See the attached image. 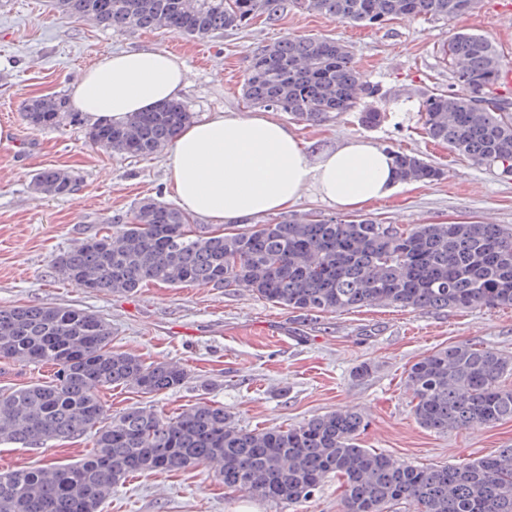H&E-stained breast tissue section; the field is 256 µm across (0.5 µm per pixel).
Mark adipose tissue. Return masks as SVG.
Instances as JSON below:
<instances>
[{"instance_id":"adipose-tissue-1","label":"adipose tissue","mask_w":512,"mask_h":512,"mask_svg":"<svg viewBox=\"0 0 512 512\" xmlns=\"http://www.w3.org/2000/svg\"><path fill=\"white\" fill-rule=\"evenodd\" d=\"M188 83L187 68L172 55L130 50L102 54L69 95L92 124H120L180 99ZM165 164L182 209L211 224L288 211L306 191L330 207L358 211L397 187L391 151L353 137L313 153L266 112H216L185 124Z\"/></svg>"}]
</instances>
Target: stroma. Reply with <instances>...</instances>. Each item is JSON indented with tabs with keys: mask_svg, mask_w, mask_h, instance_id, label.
Here are the masks:
<instances>
[{
	"mask_svg": "<svg viewBox=\"0 0 512 512\" xmlns=\"http://www.w3.org/2000/svg\"><path fill=\"white\" fill-rule=\"evenodd\" d=\"M487 36L503 65L512 67V26L497 11L475 10L458 19L398 16L374 27L329 19L289 0L272 22L255 19L197 40L162 30L116 31L68 18L52 0H0V126L26 140V150L0 155V307L72 306L102 316L112 347L144 363L182 365L179 388L143 394L112 387L99 396L111 416L131 407L168 415L198 403L224 407L247 429L291 427L340 409H353L367 428L363 447L409 464L458 465L512 447V421L435 433L414 419L409 367L432 351L459 343L490 346L512 355V308L412 310L379 304L305 317L257 298L243 288H174L150 282L133 295L93 293L58 276L52 260L83 237L110 231L144 198L175 204L163 154H115L88 138L90 122L34 129L24 102L67 93L104 53L153 48L185 64L190 84L182 101L194 119L213 112L253 113L241 84L253 52L288 36L327 38L347 45L362 76L378 84L377 107L386 120L368 129L354 112L311 125L277 113L305 147L360 136L379 146L419 155L442 175L403 184L388 199L362 209L386 224L474 222L512 227V175L457 156L423 133L424 93L451 89L444 50L454 32ZM72 172L75 188L62 197L35 193L43 168ZM369 364L364 378L354 368ZM92 448L91 436L24 448L0 443V471L46 462L71 463ZM100 512H342L336 479L298 504L225 491L207 467L135 474L115 488Z\"/></svg>",
	"mask_w": 512,
	"mask_h": 512,
	"instance_id": "35a3bbf8",
	"label": "stroma"
}]
</instances>
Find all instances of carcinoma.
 <instances>
[{"label": "carcinoma", "instance_id": "1", "mask_svg": "<svg viewBox=\"0 0 512 512\" xmlns=\"http://www.w3.org/2000/svg\"><path fill=\"white\" fill-rule=\"evenodd\" d=\"M53 0L65 16L117 30L162 29L204 40L226 28L277 18L282 0ZM328 18L364 26L401 15L458 18L476 0H306ZM455 89L426 93L425 133L455 154L512 171V98L496 96L500 55L485 36L459 31L448 40ZM253 106L319 125L333 113L357 112L367 128L386 114L364 99L380 95L362 78L347 46L326 38L288 37L250 59L243 84ZM36 128L80 122L64 97L24 106ZM193 118L179 101L137 112L121 125L92 127L93 144L117 154L162 151ZM402 182L437 180L441 169L395 152ZM33 187L69 195V173L44 168ZM78 288L134 294L146 282L246 288L256 297L305 315L340 313L372 304L403 308L512 307V229L494 224L439 223L400 227L372 218L292 216L259 226L196 232L190 217L162 201H140L112 232L84 237L53 259ZM0 359L48 364L47 383L0 392V442L37 448L93 435V450L65 465L53 462L0 472V512H99L112 489L137 472L206 465L230 492L290 505L315 494L324 479L341 481L344 512H512V448L462 465L419 467L362 447L365 422L353 410L316 416L290 428L243 429L224 406L199 403L175 416L130 407L109 417L99 392L132 387L157 394L180 387V364H145L112 350L100 315L75 307L0 308ZM512 356L459 343L438 349L408 372L420 427L438 433L512 420Z\"/></svg>", "mask_w": 512, "mask_h": 512}]
</instances>
